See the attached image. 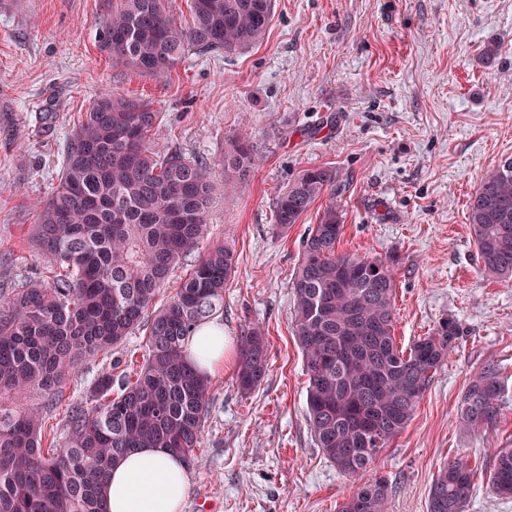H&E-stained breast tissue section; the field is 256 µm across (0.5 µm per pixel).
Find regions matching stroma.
Here are the masks:
<instances>
[{
  "mask_svg": "<svg viewBox=\"0 0 512 512\" xmlns=\"http://www.w3.org/2000/svg\"><path fill=\"white\" fill-rule=\"evenodd\" d=\"M105 0H0V286L50 272L32 243L74 128L104 91L151 102L152 140L203 164L216 186L200 249L224 243L237 272L224 290V359L187 464L181 512H338L353 484L317 447L308 375L292 332L291 278L318 200L280 230L279 195L302 171L336 169L345 213L337 246L393 260L400 347L456 320L462 335L407 428L367 471L388 486L386 512H427L429 487L456 455L488 463L512 446V281L485 276L467 203L482 176L512 157V0H274L264 39L233 53L192 55L165 77L114 66L95 33ZM496 45L493 65L482 62ZM248 133L260 164L224 182V142ZM264 330L269 364L242 393L235 359L247 330ZM146 329L113 357H90L46 415L48 442L111 358L135 366ZM496 363V423L463 427L461 397Z\"/></svg>",
  "mask_w": 512,
  "mask_h": 512,
  "instance_id": "35a3bbf8",
  "label": "stroma"
}]
</instances>
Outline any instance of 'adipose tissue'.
Masks as SVG:
<instances>
[{
    "label": "adipose tissue",
    "instance_id": "obj_1",
    "mask_svg": "<svg viewBox=\"0 0 512 512\" xmlns=\"http://www.w3.org/2000/svg\"><path fill=\"white\" fill-rule=\"evenodd\" d=\"M187 490V471L178 457L139 448L113 466L104 489L106 512H181Z\"/></svg>",
    "mask_w": 512,
    "mask_h": 512
}]
</instances>
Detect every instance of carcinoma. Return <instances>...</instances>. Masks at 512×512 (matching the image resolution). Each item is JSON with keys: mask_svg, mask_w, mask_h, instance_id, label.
Here are the masks:
<instances>
[{"mask_svg": "<svg viewBox=\"0 0 512 512\" xmlns=\"http://www.w3.org/2000/svg\"><path fill=\"white\" fill-rule=\"evenodd\" d=\"M192 19L177 21L175 0H112L97 30L112 62L166 76L186 57L232 53L259 43L272 0H191ZM159 112L113 94L97 97L64 150L58 183L34 229L52 271L0 294V396H38L41 407L0 402V512H104L101 486L111 464L134 448H164L190 461L211 408L210 375L189 356L195 333L224 313L235 258L224 244L192 257L208 224L213 185L199 164L151 145ZM256 166L247 136L224 145V169L240 178ZM331 167L305 170L275 204L286 231L323 195L295 269L294 335L309 375L307 411L315 442L345 477L358 480L411 421L435 372L460 336L452 318L408 350L393 334L396 281L389 262L339 253L344 210ZM484 272L512 280V158L480 181L468 206ZM190 263L167 303L152 310L175 267ZM147 325V349L135 373L101 372L85 402L67 415L59 448L45 451L44 411L79 361L106 355ZM268 344L259 327L241 337L236 379L248 393L264 380ZM502 392L495 364L469 382L462 423L497 419ZM477 467L459 455L436 474L428 512H465ZM488 481L512 494V448H499ZM387 485L364 482L339 512H385Z\"/></svg>", "mask_w": 512, "mask_h": 512, "instance_id": "obj_1", "label": "carcinoma"}]
</instances>
